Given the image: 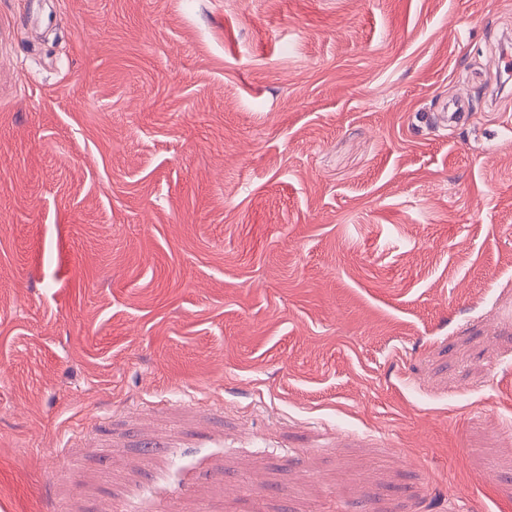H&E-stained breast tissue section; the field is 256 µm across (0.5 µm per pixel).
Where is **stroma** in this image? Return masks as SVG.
Instances as JSON below:
<instances>
[{"label":"stroma","instance_id":"stroma-1","mask_svg":"<svg viewBox=\"0 0 512 512\" xmlns=\"http://www.w3.org/2000/svg\"><path fill=\"white\" fill-rule=\"evenodd\" d=\"M506 30L0 0V512H512Z\"/></svg>","mask_w":512,"mask_h":512}]
</instances>
